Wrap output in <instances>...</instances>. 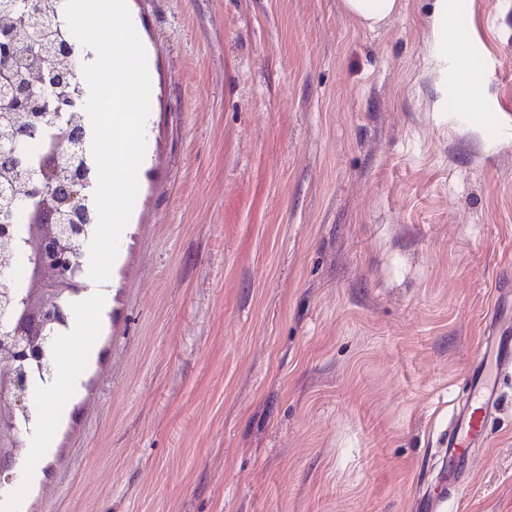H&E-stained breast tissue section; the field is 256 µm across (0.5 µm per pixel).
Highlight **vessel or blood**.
Masks as SVG:
<instances>
[{
  "label": "vessel or blood",
  "mask_w": 512,
  "mask_h": 512,
  "mask_svg": "<svg viewBox=\"0 0 512 512\" xmlns=\"http://www.w3.org/2000/svg\"><path fill=\"white\" fill-rule=\"evenodd\" d=\"M512 364V323H493L477 346L465 408L457 410L445 441L444 489L427 497L423 512H448V503L464 480L465 463L473 448L485 443L498 411L501 372Z\"/></svg>",
  "instance_id": "1"
}]
</instances>
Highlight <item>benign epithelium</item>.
<instances>
[{
    "label": "benign epithelium",
    "mask_w": 512,
    "mask_h": 512,
    "mask_svg": "<svg viewBox=\"0 0 512 512\" xmlns=\"http://www.w3.org/2000/svg\"><path fill=\"white\" fill-rule=\"evenodd\" d=\"M72 50L65 43L44 56L32 51L13 60L11 70L22 73L26 80L19 86L6 85L0 79V105L24 100L49 109L53 102L47 96V78L69 71ZM27 135L9 139L0 135V163L14 166L26 174L24 186L29 197H40L38 208L30 213L17 193L7 194L0 187V214L9 210L8 221L0 220V256L13 253V227L30 222L32 252L27 258L28 288L19 309L8 313L0 309V482H11L21 443L15 423V412L27 407L30 383L15 363L39 356L35 337L57 320L56 299L61 294L84 284L77 280L78 254L72 246L83 225L82 202L86 182L81 170L84 158L85 132L75 123L61 145L44 159L37 170H30L22 157V144ZM64 212L70 222L61 220Z\"/></svg>",
    "instance_id": "1"
}]
</instances>
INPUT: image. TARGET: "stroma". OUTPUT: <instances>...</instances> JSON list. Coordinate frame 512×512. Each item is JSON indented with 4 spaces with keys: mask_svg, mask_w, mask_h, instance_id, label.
I'll use <instances>...</instances> for the list:
<instances>
[{
    "mask_svg": "<svg viewBox=\"0 0 512 512\" xmlns=\"http://www.w3.org/2000/svg\"><path fill=\"white\" fill-rule=\"evenodd\" d=\"M130 0L139 190L0 512H416L512 319V0ZM456 512H512V369ZM341 6L363 27L375 29L399 14L401 0H341Z\"/></svg>",
    "mask_w": 512,
    "mask_h": 512,
    "instance_id": "stroma-1",
    "label": "stroma"
}]
</instances>
